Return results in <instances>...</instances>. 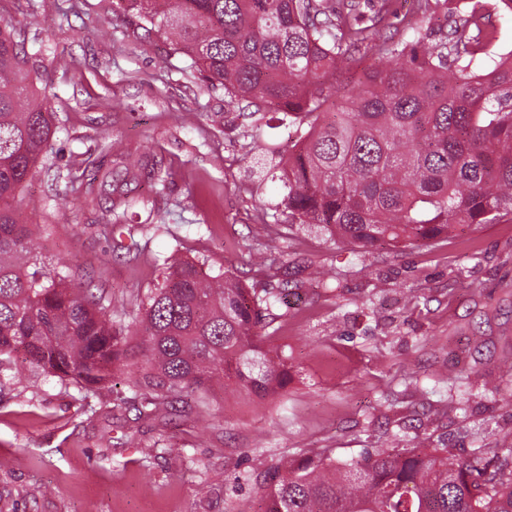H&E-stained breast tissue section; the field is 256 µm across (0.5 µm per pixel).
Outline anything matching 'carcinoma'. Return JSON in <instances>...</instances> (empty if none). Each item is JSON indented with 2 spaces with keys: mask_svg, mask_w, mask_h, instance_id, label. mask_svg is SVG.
<instances>
[{
  "mask_svg": "<svg viewBox=\"0 0 512 512\" xmlns=\"http://www.w3.org/2000/svg\"><path fill=\"white\" fill-rule=\"evenodd\" d=\"M446 29H392L395 0L372 13L358 0H116L139 28L167 42L227 104L288 117L297 139L273 165L290 224H308L364 251L427 243L457 224L512 221V51L493 50L484 0L461 14L435 0ZM376 64L361 67L367 55ZM54 112L19 41L0 26V375L22 347L29 367L95 396L134 366L138 418L156 421L183 394L195 409L232 383L265 400L288 368L262 330L279 313L288 274L246 288L208 259L161 264L162 281L131 315L89 299L70 266L32 249L44 225L16 212L47 160ZM161 168L117 153L77 176L88 197L111 190L101 232L122 247L118 209L129 186ZM138 336L137 348L129 339ZM262 512H512V461L481 445L460 461L446 448H379L367 458L280 456L265 475Z\"/></svg>",
  "mask_w": 512,
  "mask_h": 512,
  "instance_id": "1",
  "label": "carcinoma"
}]
</instances>
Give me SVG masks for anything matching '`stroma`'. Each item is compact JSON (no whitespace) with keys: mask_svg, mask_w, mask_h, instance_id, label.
Segmentation results:
<instances>
[{"mask_svg":"<svg viewBox=\"0 0 512 512\" xmlns=\"http://www.w3.org/2000/svg\"><path fill=\"white\" fill-rule=\"evenodd\" d=\"M0 21L56 114L62 169L83 170L118 140L169 173L163 194L136 188L126 224L157 229L135 234L129 251L98 235L70 180L52 192L36 174L18 211L48 225L34 247L49 267L71 263L76 281L132 312L174 248L260 288L273 273L252 263V245L284 246L302 282L268 341L288 367L283 395L219 391L208 412H175L157 431L136 417L135 370H115L85 400L16 353L17 376L0 391V459L10 461L0 512H258L264 472L286 451L357 460L391 434L397 447L448 448L461 460L480 439L512 447V377L493 393L481 387L512 357V222L460 224L448 239L381 243L365 256L299 224L264 223L282 195L255 159L291 149L277 114L227 106L112 0H0ZM462 396L464 416L454 409Z\"/></svg>","mask_w":512,"mask_h":512,"instance_id":"obj_1","label":"stroma"}]
</instances>
